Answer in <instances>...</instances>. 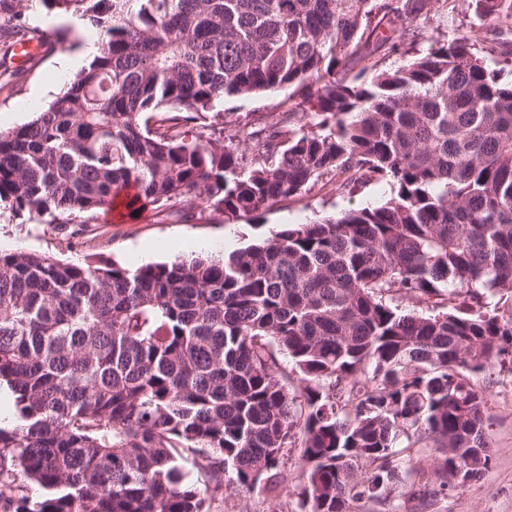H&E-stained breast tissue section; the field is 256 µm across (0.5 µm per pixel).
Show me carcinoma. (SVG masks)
Masks as SVG:
<instances>
[{"label": "carcinoma", "mask_w": 512, "mask_h": 512, "mask_svg": "<svg viewBox=\"0 0 512 512\" xmlns=\"http://www.w3.org/2000/svg\"><path fill=\"white\" fill-rule=\"evenodd\" d=\"M99 49L26 124L0 131V208L70 238L112 210L259 216L320 180L389 196L287 224L222 260L134 271L0 250V512H210L280 496L302 512H399L480 480L485 398L512 374V81L497 43L415 42L439 0H41ZM512 18L509 0H475ZM12 46L41 42L14 27ZM398 47L413 55L379 68ZM370 79L347 73L357 66ZM307 91L301 110L214 138L226 97ZM448 300L418 315L406 300ZM293 363L296 380L276 352ZM440 453L403 477L409 452ZM290 495L279 499L266 496L259 489L240 492L218 499L212 503V512H291L297 510L299 489V451L293 450L288 464Z\"/></svg>", "instance_id": "cac0c4a2"}]
</instances>
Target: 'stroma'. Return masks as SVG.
<instances>
[{"label":"stroma","mask_w":512,"mask_h":512,"mask_svg":"<svg viewBox=\"0 0 512 512\" xmlns=\"http://www.w3.org/2000/svg\"><path fill=\"white\" fill-rule=\"evenodd\" d=\"M57 13L48 11L41 0H0V28L17 24L39 30L49 44L25 67H18L0 41V129L8 131L31 118L33 100L48 104L60 92L67 78L61 72L64 56L75 53L81 44L76 34L56 41L60 31ZM435 23H447L456 36L483 43L492 39L501 21L476 16L468 0H440L433 12ZM302 94L288 91L225 100L224 132L245 115L277 117L284 101L300 103ZM389 188L382 183L368 184L354 193H340L316 186L302 197L274 206L262 217H225L223 212L206 209L186 223L177 216L148 209L137 216L102 215L80 227L69 239L36 222L15 223L9 212L0 210V248L47 253L65 261L101 254L109 262L127 269L138 266L140 253L150 262H167L184 256L186 247L195 255H222L251 241L267 236L286 224H305L316 217L349 208L378 204ZM471 381L486 397L485 418L492 441L493 459L482 480L439 496L427 509L418 501L406 502L402 512H512V374L489 369L473 374ZM297 493L273 499L262 491L240 492L213 502L212 512H295Z\"/></svg>","instance_id":"35a3bbf8"}]
</instances>
